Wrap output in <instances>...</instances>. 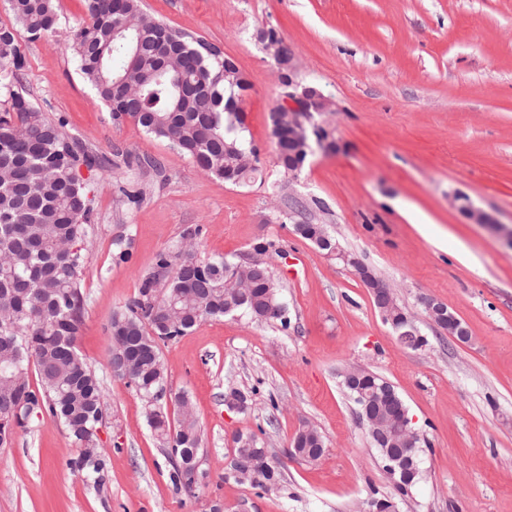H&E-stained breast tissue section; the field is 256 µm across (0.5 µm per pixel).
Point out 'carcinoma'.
Masks as SVG:
<instances>
[{"label":"carcinoma","mask_w":512,"mask_h":512,"mask_svg":"<svg viewBox=\"0 0 512 512\" xmlns=\"http://www.w3.org/2000/svg\"><path fill=\"white\" fill-rule=\"evenodd\" d=\"M16 26H0V169L18 172L12 181H0V307L12 319L0 323V418L9 420L22 412L19 427L47 414L60 421L80 455L69 462L75 472L99 474L105 455L89 451L103 419L104 393L95 371L80 356L77 338L84 307L81 274L90 214L88 185L80 167L99 165L95 153L64 131L61 119L44 115L18 88L26 67L16 27L32 40L54 37L59 23L54 0H10ZM90 22L74 34V49L83 78L98 96L112 104V85L122 77L137 86L141 97L135 112H114L112 122L131 117L148 134L188 155L206 173L227 183L233 172L252 178L259 169L240 165L243 157L258 151L243 136L244 115L227 111L229 102L241 99L249 84L224 79L221 50L182 29L159 20L141 33L125 28L126 22L145 14L141 0H126L123 10L112 9V0H87ZM180 40L191 65L176 79L156 72L155 57L165 52L157 29ZM203 228L196 226L183 237L192 240L163 251L153 269L142 276L136 295L124 309L112 314L110 364H116L120 347H134L140 358L125 375L145 402L164 390L167 368L161 347L177 341L208 318L242 315L256 323L278 320L288 328L280 285L271 272L255 276L242 293V303L229 309L224 298L236 284L231 281L235 263L224 258L203 261L194 254ZM39 386L32 388L29 369ZM365 391L387 388L391 397L384 410L400 416L407 406L394 387L379 375L362 370ZM187 409L176 429L166 413L151 405L149 423L170 448L171 480L194 493L198 483L184 479L181 464H189L201 448L197 418L186 395L177 396ZM390 471L394 495L385 498L387 510L396 512L394 496L406 495L421 480V441L411 458L392 461L386 449L374 445ZM325 450L320 432L308 436L305 447L292 448L289 458L312 462ZM252 473L256 488L278 484L282 470L275 458L235 454L225 477L239 469Z\"/></svg>","instance_id":"1"}]
</instances>
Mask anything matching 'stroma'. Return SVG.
Masks as SVG:
<instances>
[{
	"label": "stroma",
	"mask_w": 512,
	"mask_h": 512,
	"mask_svg": "<svg viewBox=\"0 0 512 512\" xmlns=\"http://www.w3.org/2000/svg\"><path fill=\"white\" fill-rule=\"evenodd\" d=\"M147 12L218 46L245 72L244 136L259 150L261 180L231 185L147 135L134 120L113 124L82 77L71 36L89 16L85 0H56L61 35L21 37L28 68L20 86L46 116L100 157L85 172L92 211L82 273L81 356L105 398L96 445L101 477L68 466L79 448L51 417L33 419L0 447V512H367L392 481L340 374L362 367L390 382L421 439L423 479L398 512H512V0H143ZM275 29L296 54V79L328 109L326 134L297 175L274 161L273 108L283 88L256 39ZM134 182L139 205L120 192ZM468 197L491 225L451 200ZM327 225L340 246L389 284L426 346L400 344L351 268L293 231ZM201 225L199 259L240 260L271 242V270L290 323L209 319L162 348L168 398L194 405L207 478L195 496L171 482L167 449L143 401L114 377L109 324L185 228ZM131 245L130 262L112 242ZM444 303L470 336L458 342L429 319ZM251 396L231 409L228 387ZM325 438L314 462L287 457L302 423ZM262 427L283 467L276 491L225 480L235 432Z\"/></svg>",
	"instance_id": "35a3bbf8"
}]
</instances>
